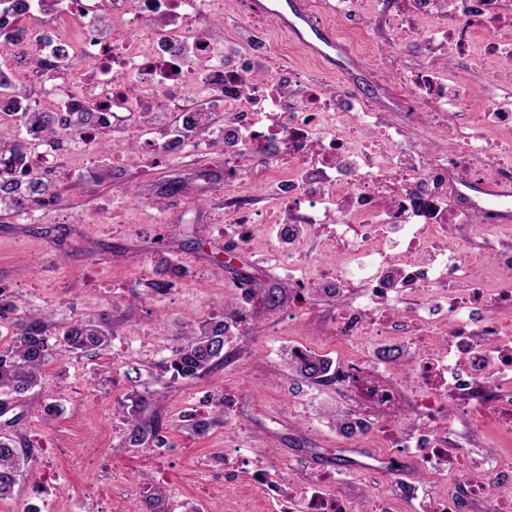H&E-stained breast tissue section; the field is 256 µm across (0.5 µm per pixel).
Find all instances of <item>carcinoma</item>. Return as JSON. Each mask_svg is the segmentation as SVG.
<instances>
[{
	"instance_id": "carcinoma-1",
	"label": "carcinoma",
	"mask_w": 512,
	"mask_h": 512,
	"mask_svg": "<svg viewBox=\"0 0 512 512\" xmlns=\"http://www.w3.org/2000/svg\"><path fill=\"white\" fill-rule=\"evenodd\" d=\"M25 0H0V22L6 18L19 21L26 14ZM32 69L59 79L66 67L48 64L33 55ZM102 117L87 108L82 112H43L30 106L21 110L15 122H0V213H21L28 208L46 207L56 196L57 185L30 169L28 156L31 139L41 138L58 148L86 128H92ZM0 321L11 331L9 344L0 348V416L16 406V400L45 384V367L52 358L49 344V314L22 308L13 302L0 304ZM179 343L169 358L161 360L157 381L170 378L198 379L224 364L229 354L226 346L233 333L226 327L224 315H208L183 326ZM112 335L88 320L62 331L59 343L68 352L96 354L111 344ZM289 374L311 385L331 384L332 361L312 351L287 353ZM156 393L145 391L129 397L118 406L125 421L124 441L132 448L156 450L168 446L162 435L163 425L153 409ZM214 416L199 418L186 415L183 428L197 436L224 421V397H218ZM33 459L32 448L19 433L0 432V499L11 494L23 468Z\"/></svg>"
}]
</instances>
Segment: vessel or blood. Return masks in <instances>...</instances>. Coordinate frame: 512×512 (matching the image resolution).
Here are the masks:
<instances>
[{"label":"vessel or blood","mask_w":512,"mask_h":512,"mask_svg":"<svg viewBox=\"0 0 512 512\" xmlns=\"http://www.w3.org/2000/svg\"><path fill=\"white\" fill-rule=\"evenodd\" d=\"M255 3L313 56L328 65H339L345 71L355 67L356 62L348 48L337 41L328 25L315 17L308 0H255Z\"/></svg>","instance_id":"obj_1"}]
</instances>
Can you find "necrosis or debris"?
I'll return each mask as SVG.
<instances>
[{"mask_svg":"<svg viewBox=\"0 0 512 512\" xmlns=\"http://www.w3.org/2000/svg\"><path fill=\"white\" fill-rule=\"evenodd\" d=\"M453 2L460 21L431 30L430 40L461 57L476 47L503 55L512 67L499 35L504 0ZM223 12L224 0H111L104 14L91 0H59L45 19L38 0H27L26 28L0 30V52L18 90L39 86L20 106L77 112L91 104L102 112L104 127L70 143L75 162L87 161L105 131L118 163L132 140L147 165L190 154L208 177L222 161L224 221L236 241H250L260 224L288 240L272 256L288 273L289 317L317 294L336 307L326 334L340 351L334 386L353 421L348 439L377 437L443 480L466 465V481L431 497L424 512H512L511 496L487 504L496 450L467 458L454 431L461 422L478 435L512 437V242L490 227L481 251L468 250L458 233L473 214L448 204L464 181L512 182V101L469 111L466 87L429 64L402 80V119L393 123L367 102L273 69L262 32L235 34V55L225 61L208 33L209 17ZM59 46L67 60L81 58L82 69L63 82L35 75L31 53ZM257 67L265 80L242 94L240 78ZM452 106L463 111L453 148L435 154L411 142L424 121L444 130ZM199 118L203 137L194 131ZM249 166L275 177L261 212L246 189ZM318 224L328 225L323 249L339 264L310 262L304 244ZM385 240L391 250L382 249ZM486 256L500 288L488 289L474 271ZM408 299L410 315L397 322ZM399 413L410 415L409 427L391 424ZM252 481L286 512H356L331 471L304 493L284 478L256 472Z\"/></svg>","mask_w":512,"mask_h":512,"instance_id":"1","label":"necrosis or debris"}]
</instances>
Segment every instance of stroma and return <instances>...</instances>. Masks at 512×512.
I'll return each mask as SVG.
<instances>
[{
    "instance_id": "1",
    "label": "stroma",
    "mask_w": 512,
    "mask_h": 512,
    "mask_svg": "<svg viewBox=\"0 0 512 512\" xmlns=\"http://www.w3.org/2000/svg\"><path fill=\"white\" fill-rule=\"evenodd\" d=\"M393 7L406 13L410 2L366 0L359 16L327 18L340 41L356 20L371 25L360 67L348 75L294 48L272 21L267 46L284 65L307 72L329 89L373 99L392 118L398 115L392 85L379 79L373 60L383 49L394 53L405 72L438 62L470 89L472 108L512 100V73L497 62L461 60L422 38L386 31L383 21ZM176 177L186 180L187 194L180 200L164 194L168 180ZM55 181L58 196L39 210L38 221L24 214L0 218V288L10 290L20 306L48 309L56 331L92 319L106 321L116 342L160 323L169 335L160 350H125L117 357L108 350L95 357L53 356L44 388L17 403L24 414L19 430L33 444L36 458L11 495L0 499V512H25L31 506L40 512H132V501L142 500L156 484L168 491L179 512H189L204 497L210 512H276L274 505H262L251 495L241 471L225 467L220 451L228 442L259 469L285 473L299 488L321 470L338 471L345 477L340 492L356 494L360 512H378L375 492L389 489L394 476L411 472V462L400 454L386 458L368 439L347 446L324 415L336 404L335 390L289 379L284 361L285 350L298 343L335 358V346L323 335L335 313L331 302L313 301L303 322L294 326L287 307L270 311L263 298H256V316L235 336L228 362L199 379L156 380V365L166 349L176 346L180 326L235 300L239 272L284 286L270 259L277 244L274 234L257 228L251 244L238 247L236 268L218 262L217 249L232 242L223 225L212 221L210 207L221 192L198 179L191 156L147 168L113 163L103 153ZM162 215L168 228L158 222ZM156 280L169 281L171 293L151 295L149 285ZM132 364L139 369L138 381L124 377L120 387H113V373L124 376ZM136 390L158 394L156 408L170 441L147 467L141 464L143 452L125 444L122 420L115 413L118 403ZM217 394L235 398L239 414L203 438L183 431V415L210 411L207 398ZM51 402L60 404L62 412L50 419L45 407ZM94 448L109 450V457H90ZM111 457L128 459L130 470L110 473ZM102 482L112 485V500L106 504L92 497L94 484Z\"/></svg>"
}]
</instances>
